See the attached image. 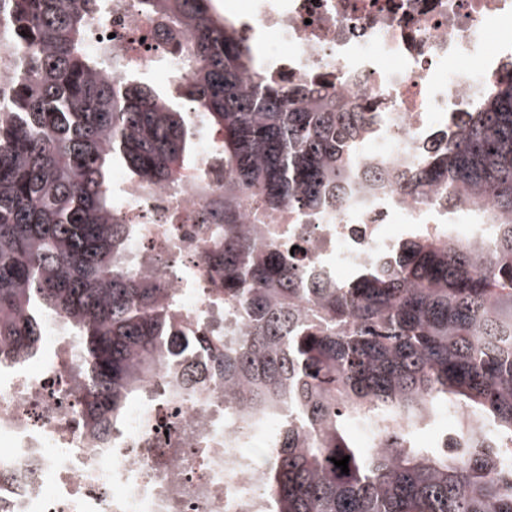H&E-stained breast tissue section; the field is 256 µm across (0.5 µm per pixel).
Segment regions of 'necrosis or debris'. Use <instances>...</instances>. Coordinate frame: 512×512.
<instances>
[{
    "mask_svg": "<svg viewBox=\"0 0 512 512\" xmlns=\"http://www.w3.org/2000/svg\"><path fill=\"white\" fill-rule=\"evenodd\" d=\"M249 17L247 34L275 38L265 58L276 77L323 86L371 113L363 158L389 169L456 134L463 113L480 107L512 60L511 39L497 55L484 49L490 30L512 29V0H263ZM97 34L143 68L177 58L181 46L162 19L143 16L139 0H112ZM214 152L201 141L196 169L175 183L115 187L132 226L127 255L135 271L164 273L179 299L177 321L193 329L224 319L200 233L209 200L224 189ZM367 197L366 205L313 218L303 266L338 280L385 259L403 240L400 226L448 221L392 187L368 189ZM46 334L38 358L0 374V502L11 512H261L249 460L262 434L225 409L221 373L176 397L167 383L180 368L160 362L122 431L104 444L81 423L71 381L79 350L63 322L52 321ZM228 437L246 467L225 470Z\"/></svg>",
    "mask_w": 512,
    "mask_h": 512,
    "instance_id": "1",
    "label": "necrosis or debris"
}]
</instances>
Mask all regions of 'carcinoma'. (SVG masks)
Listing matches in <instances>:
<instances>
[{
  "mask_svg": "<svg viewBox=\"0 0 512 512\" xmlns=\"http://www.w3.org/2000/svg\"><path fill=\"white\" fill-rule=\"evenodd\" d=\"M111 0H0V368L34 356L62 319L81 351L82 421L123 425L163 357L169 382L224 375V403L275 449L268 512H512V69L459 133L369 186L478 219L479 238L414 234L346 282L309 275L267 214L340 209L370 121L321 88L268 77L214 0H140L185 43L158 90L92 28ZM224 164L207 222L214 293L239 332H178V299L128 264L112 168L163 186L188 169L198 128ZM455 421L463 448L423 447ZM355 428L383 433L359 444ZM349 457V474L330 458Z\"/></svg>",
  "mask_w": 512,
  "mask_h": 512,
  "instance_id": "cac0c4a2",
  "label": "carcinoma"
}]
</instances>
